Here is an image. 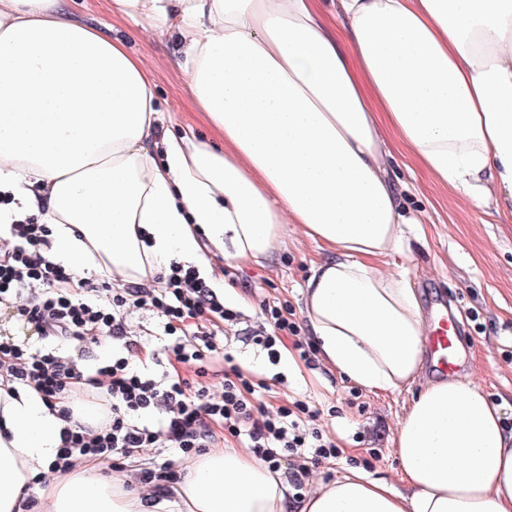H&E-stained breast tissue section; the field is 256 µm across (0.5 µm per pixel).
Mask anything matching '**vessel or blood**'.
Returning a JSON list of instances; mask_svg holds the SVG:
<instances>
[{"instance_id":"b4317fda","label":"vessel or blood","mask_w":512,"mask_h":512,"mask_svg":"<svg viewBox=\"0 0 512 512\" xmlns=\"http://www.w3.org/2000/svg\"><path fill=\"white\" fill-rule=\"evenodd\" d=\"M458 331V321L452 310L445 304H438L424 338L427 358L434 373L443 376L457 374L462 358Z\"/></svg>"}]
</instances>
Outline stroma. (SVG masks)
I'll return each mask as SVG.
<instances>
[{"label":"stroma","instance_id":"35a3bbf8","mask_svg":"<svg viewBox=\"0 0 512 512\" xmlns=\"http://www.w3.org/2000/svg\"><path fill=\"white\" fill-rule=\"evenodd\" d=\"M75 22L94 28L102 36L125 42L141 67L157 79L155 89L163 127L191 126L211 142L219 137L198 109L186 75L178 68L181 40L174 33L157 34L147 22L113 12L112 0H68ZM392 174L401 187L407 215L421 221L404 228L403 252L387 258L392 271H407L417 285L423 310L444 301L456 311L466 346L463 374L492 396L507 403L505 425L512 428V216L491 207L473 205L460 192L435 180L401 145L392 147ZM326 250L299 230L288 233L287 245L262 263L220 259L234 299L225 300L235 317L224 324L226 348L235 363L257 371L258 382L268 384L261 400L269 409L306 403L319 415L313 428L338 448L334 458L311 465L306 491L357 469L376 478L399 483L394 453L398 422L414 397L413 391L372 394L341 376L327 372L307 333L302 315L303 285L313 262ZM281 307L297 326L285 341L286 351L303 345L309 352L299 369L286 359L269 362L265 351L249 345L247 336L271 330L265 304ZM170 462L182 471L184 456L163 448H146L125 461L122 470L131 486L146 494L150 488L139 477L144 469Z\"/></svg>","mask_w":512,"mask_h":512}]
</instances>
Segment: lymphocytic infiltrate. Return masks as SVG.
Here are the masks:
<instances>
[{
	"label": "lymphocytic infiltrate",
	"mask_w": 512,
	"mask_h": 512,
	"mask_svg": "<svg viewBox=\"0 0 512 512\" xmlns=\"http://www.w3.org/2000/svg\"><path fill=\"white\" fill-rule=\"evenodd\" d=\"M47 225L10 227L0 244V311L33 330L40 346L0 335V386L8 392L36 390L58 407L66 426L53 466L67 471L80 459L118 462L142 448H175L197 455L218 441L217 428L244 439L255 457L274 472L286 471L303 488L309 466L334 457L336 446L307 433L291 409L267 412L244 395L252 382L237 366L216 333L179 332L180 324L202 316L224 321L229 313L197 272L170 265L154 287L110 290L86 281L75 290L76 272L48 260L43 252ZM157 314L163 328L161 353L184 366V373H146L130 364L140 337L127 329L134 310ZM111 348L112 356L85 367L73 354L89 345ZM228 362L223 391L212 395L202 379L217 361ZM101 403L100 421L77 417L85 405Z\"/></svg>",
	"instance_id": "1"
}]
</instances>
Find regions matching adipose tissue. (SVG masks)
<instances>
[{
    "label": "adipose tissue",
    "instance_id": "obj_1",
    "mask_svg": "<svg viewBox=\"0 0 512 512\" xmlns=\"http://www.w3.org/2000/svg\"><path fill=\"white\" fill-rule=\"evenodd\" d=\"M179 35L189 89L223 148L162 129L154 75L65 0H0V224L50 227L47 256L114 283L177 261L215 293V259L270 260L301 225L329 255L302 312L326 366L371 392L410 389L428 325L412 280L384 270L407 218L386 136L473 203L512 213V0H112ZM505 404L460 378L412 399L401 485L350 471L298 497L236 448L185 466L151 499L95 463L51 467L63 421L0 389V512H512Z\"/></svg>",
    "mask_w": 512,
    "mask_h": 512
}]
</instances>
